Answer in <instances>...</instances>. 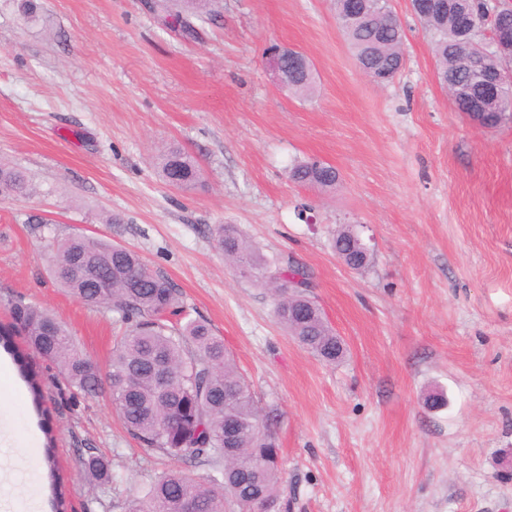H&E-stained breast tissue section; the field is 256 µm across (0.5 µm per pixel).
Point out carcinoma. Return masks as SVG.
Returning <instances> with one entry per match:
<instances>
[{"label": "carcinoma", "mask_w": 512, "mask_h": 512, "mask_svg": "<svg viewBox=\"0 0 512 512\" xmlns=\"http://www.w3.org/2000/svg\"><path fill=\"white\" fill-rule=\"evenodd\" d=\"M215 4L217 0H160L155 13L193 35L195 21L215 19ZM351 5L363 13L344 26L357 61L372 71L376 82L391 81L403 59L399 20L387 0H334L338 14ZM492 8L491 0H448L446 13L420 17L433 42L438 77L456 110L490 129L512 123V51H500L485 34L464 28L462 18L467 9L486 13ZM490 71L503 81L497 96L484 86ZM288 85L292 93L309 92L311 69L288 65ZM290 174L299 184L323 189L335 188L338 181L336 168L318 161L295 164ZM159 175L169 186L190 190L199 183L200 168L172 146L159 158ZM33 191L25 172L0 164V197ZM214 234L230 264L243 274H258L271 288L275 318L291 336L327 364L342 360L346 348L320 308L283 287L290 276H306L304 270L272 265L234 227L218 224ZM333 248L348 263L357 259V235L350 228L338 230ZM54 275L60 287L85 304L116 311L126 331L113 345L103 372L78 350L72 334L48 309L19 298L11 301L9 312L29 348L55 362L72 388L92 394L107 386L123 425L145 448L211 470L206 484L183 471H168L127 499L125 512H183L188 500L193 512H250L258 496L278 502L281 467L273 459L270 416L260 412L224 341L208 323L190 317L169 322L167 315L179 313L174 284L151 270L136 251L90 235L58 241ZM46 461L52 506L55 512H66L51 441ZM83 464L99 486L112 483L100 457L90 454Z\"/></svg>", "instance_id": "carcinoma-1"}]
</instances>
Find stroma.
<instances>
[{"label": "stroma", "mask_w": 512, "mask_h": 512, "mask_svg": "<svg viewBox=\"0 0 512 512\" xmlns=\"http://www.w3.org/2000/svg\"><path fill=\"white\" fill-rule=\"evenodd\" d=\"M41 4L31 23L0 0V162L37 188L0 198V512H51L48 428L68 512H122L184 467L141 448L109 392L69 388L13 325L16 298L48 308L107 367L117 313L55 281V243L75 234L137 251L223 338L275 415L288 512H512V125L456 111L410 0L389 2L404 63L385 86L360 70L333 0H220L191 36L145 0ZM276 44L310 60V94L278 89ZM173 142L202 170L194 192L156 173ZM304 160L334 166L336 188L294 184ZM218 224L308 269L341 362L287 335L270 292L225 261ZM344 226L369 248L362 269L332 248ZM437 391L447 406L428 408ZM90 453L110 461L111 490L88 480Z\"/></svg>", "instance_id": "1"}]
</instances>
